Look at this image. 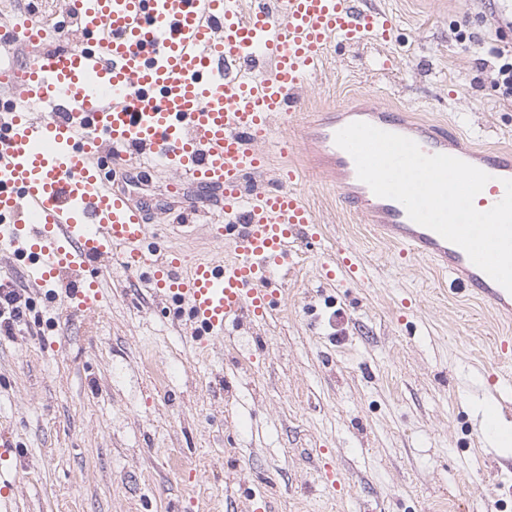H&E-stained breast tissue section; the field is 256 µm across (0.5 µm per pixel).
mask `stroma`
<instances>
[{"label":"stroma","mask_w":512,"mask_h":512,"mask_svg":"<svg viewBox=\"0 0 512 512\" xmlns=\"http://www.w3.org/2000/svg\"><path fill=\"white\" fill-rule=\"evenodd\" d=\"M388 41L330 45L301 91L306 112L362 105L445 124L464 144L512 147V100L490 78L489 0H372ZM287 150H280V143ZM271 168L305 170L321 244H296L279 303L200 352L168 305L113 272L87 318L8 275L35 318L0 336V512H512V447L483 433L473 408L512 405V376L489 383L506 329L465 287L419 261L401 268L361 213L315 170L297 134L275 127ZM152 232L183 255H220L207 227L185 234L160 213L221 195L173 185L163 168L126 166ZM356 252L363 281L326 279L322 263ZM333 468L339 489L321 475Z\"/></svg>","instance_id":"obj_1"}]
</instances>
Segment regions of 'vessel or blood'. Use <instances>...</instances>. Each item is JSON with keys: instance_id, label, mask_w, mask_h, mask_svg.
Returning <instances> with one entry per match:
<instances>
[{"instance_id": "obj_1", "label": "vessel or blood", "mask_w": 512, "mask_h": 512, "mask_svg": "<svg viewBox=\"0 0 512 512\" xmlns=\"http://www.w3.org/2000/svg\"><path fill=\"white\" fill-rule=\"evenodd\" d=\"M66 9L73 28L63 45L29 19L0 26V46L32 50L0 106V261L25 270L49 302L76 303L89 317L106 302V274L123 269L153 285L196 347L208 350L228 327L266 318L280 293L273 273L291 266L296 242L322 236L295 167L278 170L269 187L246 190L267 168L274 126L293 124L299 94L332 42L384 41L393 22L358 0H67ZM353 122L487 173L474 199L480 211L503 198L512 152L464 145L400 111L340 112L309 126L343 203L366 213L376 236L403 261L448 272L511 321V292L359 180L353 158L335 143ZM130 156L165 167L176 182L222 193L224 221L211 230L224 257L191 263L157 242L101 169L103 160L117 166ZM325 266L344 280L366 274L349 250Z\"/></svg>"}]
</instances>
